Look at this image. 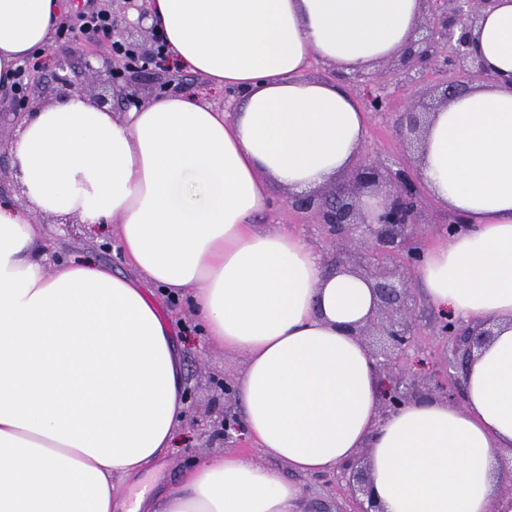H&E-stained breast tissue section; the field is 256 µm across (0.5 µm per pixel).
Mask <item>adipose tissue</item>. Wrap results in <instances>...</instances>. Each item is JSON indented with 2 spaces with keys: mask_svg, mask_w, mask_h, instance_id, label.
I'll return each instance as SVG.
<instances>
[{
  "mask_svg": "<svg viewBox=\"0 0 512 512\" xmlns=\"http://www.w3.org/2000/svg\"><path fill=\"white\" fill-rule=\"evenodd\" d=\"M176 69L239 93L218 111L178 93L124 118L79 94L33 112L14 145L24 204L0 205V512H114L121 482L171 448L183 360L146 284L189 298L211 346L240 354L247 436L288 472L323 475L367 452L383 512H512V85H479L434 114L420 157L428 193L467 232L424 254L415 277L437 313L491 319L465 377V409L413 402L379 414V373L353 326L370 284L327 271L279 227L254 229L271 186L302 194L343 175L366 144L342 85L402 51L421 0H147ZM69 0H0V83L47 47ZM473 34L512 74V0ZM117 225L137 272L92 259L47 268L36 214ZM288 472L203 457L128 512H303Z\"/></svg>",
  "mask_w": 512,
  "mask_h": 512,
  "instance_id": "ef3b65f1",
  "label": "adipose tissue"
}]
</instances>
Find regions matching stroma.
Segmentation results:
<instances>
[{"instance_id": "35a3bbf8", "label": "stroma", "mask_w": 512, "mask_h": 512, "mask_svg": "<svg viewBox=\"0 0 512 512\" xmlns=\"http://www.w3.org/2000/svg\"><path fill=\"white\" fill-rule=\"evenodd\" d=\"M81 44L98 48L102 42L93 35L82 36L77 45L55 38L38 54L36 63L48 74L62 65L67 72L79 75L86 97L95 103L109 97L110 90L102 82L93 80L85 70V58L77 50ZM366 146L373 156L387 163L406 156L401 140L392 130L389 117L382 114H368ZM288 195V190L279 187L272 189L268 209L255 219L257 228L284 227L300 235L320 254L322 260L332 259L335 249L322 233L320 225L316 224L314 216L289 211L286 205ZM41 221L52 238L49 248L52 260H78L92 256L110 264L113 270L128 272L129 267L117 248L116 239L111 235L81 223L74 216L45 215ZM152 294L171 322L174 342L182 354L186 372L185 422L178 430L165 466L167 480L173 483L195 459L235 450V443L225 441L222 434L215 432L213 424L224 416V384L237 381L245 367V360L237 354L209 346L201 336L186 301L172 299L157 288L153 289ZM416 312L422 344L418 353L412 356L411 370L415 373L427 368L442 370L444 347L429 327L434 313L421 301L416 304Z\"/></svg>"}]
</instances>
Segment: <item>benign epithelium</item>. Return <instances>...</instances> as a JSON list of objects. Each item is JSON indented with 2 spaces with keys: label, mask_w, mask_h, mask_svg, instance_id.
I'll use <instances>...</instances> for the list:
<instances>
[{
  "label": "benign epithelium",
  "mask_w": 512,
  "mask_h": 512,
  "mask_svg": "<svg viewBox=\"0 0 512 512\" xmlns=\"http://www.w3.org/2000/svg\"><path fill=\"white\" fill-rule=\"evenodd\" d=\"M124 10L139 13L138 21L128 27L148 33L146 0H122ZM425 9L416 38L401 52L395 68L373 73L356 72L343 77L351 91L361 98L369 112L391 114L392 128L407 152L419 154L426 130L436 109L470 89L474 80L499 83L505 78L484 67L482 56L473 48L472 32L496 0H423ZM134 51L126 63L100 49L87 61L89 71L103 78L112 90L111 99L128 109L137 104L127 87L145 70L135 66L141 56L151 55L134 41H126ZM429 72L442 74L435 86L436 105L427 107L413 97L399 112H390L387 86L392 82L415 85ZM31 94L14 98L12 111L0 114V126L22 124L31 113ZM367 193L381 196L378 210L368 215L362 208ZM426 187L418 167L406 160L384 164L363 152L346 177L320 193L292 195L288 208L311 212L323 233L336 247L341 258L330 270L344 269L365 279L373 290L375 306L368 320L353 327L370 355L375 359L387 391L382 396L381 415L386 416L403 405L428 397L454 402L464 392L462 378L469 364L495 335L489 320L462 322L440 317L435 335L446 344L445 363L454 375L443 379L420 377L409 371V351L419 346V331L412 295V274L421 262L417 236L425 223ZM338 488H345L356 507L351 512H382L372 495L367 454L338 467Z\"/></svg>",
  "instance_id": "benign-epithelium-1"
}]
</instances>
